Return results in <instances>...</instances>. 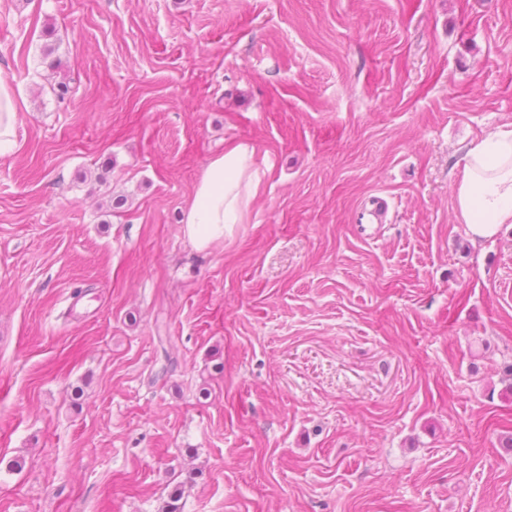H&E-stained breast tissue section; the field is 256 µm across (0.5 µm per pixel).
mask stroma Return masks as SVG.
<instances>
[{
	"label": "stroma",
	"instance_id": "35a3bbf8",
	"mask_svg": "<svg viewBox=\"0 0 512 512\" xmlns=\"http://www.w3.org/2000/svg\"><path fill=\"white\" fill-rule=\"evenodd\" d=\"M0 79V512H512V226L453 193L512 0H0ZM18 105L14 90L0 82V156L12 153L16 146V118ZM259 190L255 149L228 145L199 174L190 202L183 209V233L197 250L209 249L242 224Z\"/></svg>",
	"mask_w": 512,
	"mask_h": 512
}]
</instances>
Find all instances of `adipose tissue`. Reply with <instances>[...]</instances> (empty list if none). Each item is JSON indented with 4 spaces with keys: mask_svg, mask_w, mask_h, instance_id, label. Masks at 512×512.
Listing matches in <instances>:
<instances>
[{
    "mask_svg": "<svg viewBox=\"0 0 512 512\" xmlns=\"http://www.w3.org/2000/svg\"><path fill=\"white\" fill-rule=\"evenodd\" d=\"M259 190L255 150L231 144L199 174L182 214L183 233L199 250L209 249L243 223ZM456 218L477 239L495 237L512 225V129L485 135L463 158L455 184Z\"/></svg>",
    "mask_w": 512,
    "mask_h": 512,
    "instance_id": "ef3b65f1",
    "label": "adipose tissue"
}]
</instances>
